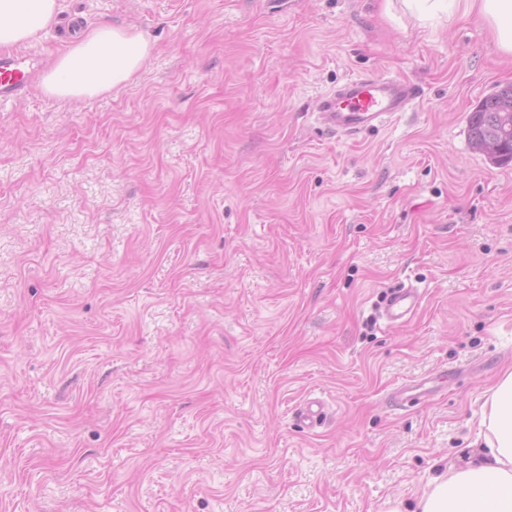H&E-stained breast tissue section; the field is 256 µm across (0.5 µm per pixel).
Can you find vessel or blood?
I'll return each mask as SVG.
<instances>
[{
    "label": "vessel or blood",
    "mask_w": 512,
    "mask_h": 512,
    "mask_svg": "<svg viewBox=\"0 0 512 512\" xmlns=\"http://www.w3.org/2000/svg\"><path fill=\"white\" fill-rule=\"evenodd\" d=\"M32 79L22 57H0V103L24 97ZM422 95V87L415 82L372 72L338 85L321 100L319 115L329 132L355 137L376 128L386 117L407 111ZM419 299L417 288H398L388 298L383 315L391 323L404 321Z\"/></svg>",
    "instance_id": "obj_1"
}]
</instances>
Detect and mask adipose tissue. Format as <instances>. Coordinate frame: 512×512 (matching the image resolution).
<instances>
[{
  "instance_id": "obj_1",
  "label": "adipose tissue",
  "mask_w": 512,
  "mask_h": 512,
  "mask_svg": "<svg viewBox=\"0 0 512 512\" xmlns=\"http://www.w3.org/2000/svg\"><path fill=\"white\" fill-rule=\"evenodd\" d=\"M465 6L493 30L512 54V0H447ZM60 0H0V48L38 41L58 21ZM140 34L107 24L86 29L45 72V94L92 97L131 80L149 58ZM485 450L465 466L433 477L412 507L392 502L388 512H512V372L490 390L478 423Z\"/></svg>"
}]
</instances>
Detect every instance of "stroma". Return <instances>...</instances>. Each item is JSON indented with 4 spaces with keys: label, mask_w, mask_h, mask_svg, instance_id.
I'll return each instance as SVG.
<instances>
[{
    "label": "stroma",
    "mask_w": 512,
    "mask_h": 512,
    "mask_svg": "<svg viewBox=\"0 0 512 512\" xmlns=\"http://www.w3.org/2000/svg\"><path fill=\"white\" fill-rule=\"evenodd\" d=\"M60 17L152 51L110 92L0 104V512H386L478 455L512 370V162L467 134L512 84L489 27L404 0ZM369 72L425 96L329 133L321 98ZM417 288L401 287L396 289L386 301L383 315L390 323L402 322L415 311L419 304Z\"/></svg>",
    "instance_id": "stroma-1"
}]
</instances>
